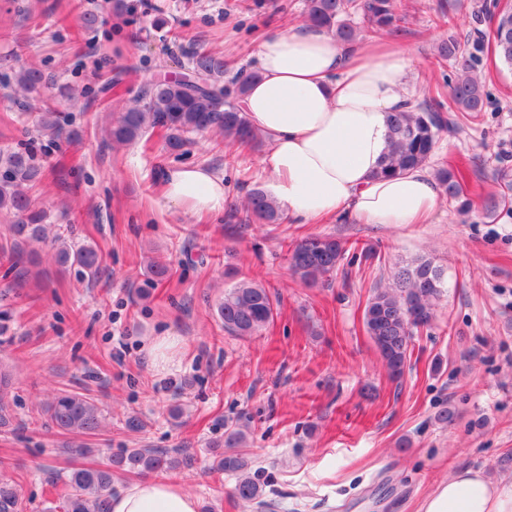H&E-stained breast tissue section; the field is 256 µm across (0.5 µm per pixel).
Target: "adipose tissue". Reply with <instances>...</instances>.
<instances>
[{
	"instance_id": "adipose-tissue-1",
	"label": "adipose tissue",
	"mask_w": 512,
	"mask_h": 512,
	"mask_svg": "<svg viewBox=\"0 0 512 512\" xmlns=\"http://www.w3.org/2000/svg\"><path fill=\"white\" fill-rule=\"evenodd\" d=\"M257 56L260 77L240 107L269 144L267 187L292 223L336 214L363 224L432 223L441 199L426 169L374 175L386 149V115L411 100L412 59L403 46L365 38L350 47L301 21L263 39ZM161 184L187 212L224 208V179L210 169H167ZM110 512H198V504L175 481L141 480L112 497ZM420 512H512V479L455 471Z\"/></svg>"
}]
</instances>
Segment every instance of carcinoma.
I'll list each match as a JSON object with an SVG mask.
<instances>
[{
    "label": "carcinoma",
    "mask_w": 512,
    "mask_h": 512,
    "mask_svg": "<svg viewBox=\"0 0 512 512\" xmlns=\"http://www.w3.org/2000/svg\"><path fill=\"white\" fill-rule=\"evenodd\" d=\"M366 16L367 28L356 23L358 15ZM306 19L315 23L344 44L358 41L364 34L389 35L399 32L398 0H306ZM501 62L512 66V9L496 15L490 45ZM463 54L461 42L448 36L438 47L439 61L446 62ZM192 70L210 80L206 87L185 80L160 81L149 84L140 97V105L116 112L108 129L107 142L128 146L139 140L149 128H160L168 135L167 146L181 151L188 144L187 135L213 132L227 144L253 146L261 134L250 124L239 101L258 72L237 74L229 82L224 77V60L202 49L190 56ZM477 57L464 60L454 78L448 80V101L424 93L422 102L387 115L388 141L376 176L387 177L408 168L424 166L444 132L454 134L462 129L460 115L484 110L487 93L477 75ZM21 92L19 106L29 107V100L43 101L38 125L53 136L62 133L56 108L43 100L51 76L31 66L16 74ZM41 167L27 153L0 152V215L13 218L9 225L13 246L11 251L23 256L22 244L51 243L54 261L64 272H76L82 279L95 280L103 272V259L91 245H76L58 236L49 237L47 212L29 195V187L41 180ZM502 186L499 198L486 204V213L512 202V169L503 167L498 173ZM438 180L448 197L464 195L461 170L442 168ZM233 214H244L249 222L277 224L281 219L279 206L260 188L246 197L244 209L230 206ZM344 256L340 241L331 237H310L294 245L289 256L292 272L307 283L315 284L336 270ZM444 273L427 259H418L400 266L392 283L373 289L364 311V326L379 351L389 374L403 376L410 357L415 333L431 324L435 301L442 293ZM217 313L224 329L238 336H252L269 325L276 314L270 292L261 285L242 280L224 292ZM52 427L63 434L87 435L101 427V410L96 402L78 393H56L47 407ZM246 443V432L240 427L228 429L224 435V453L215 456L218 469L236 475L233 497L245 503H262L264 484L251 475V462L239 448ZM194 458L183 449L122 448L107 457L99 466H74L64 475L69 489L59 505L60 512H108L115 493L114 473L132 476L161 473L189 467ZM21 501L16 485L0 479V512H20Z\"/></svg>",
    "instance_id": "cac0c4a2"
}]
</instances>
